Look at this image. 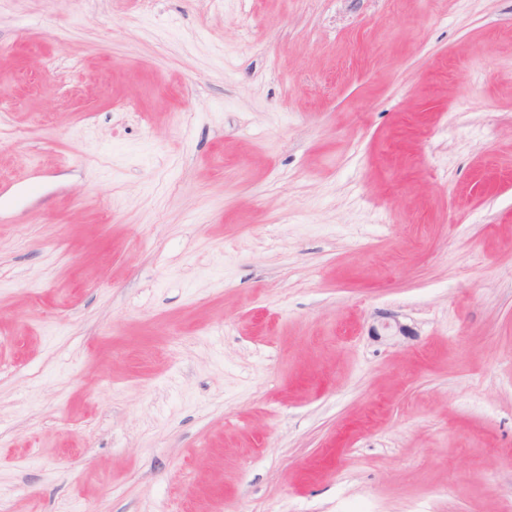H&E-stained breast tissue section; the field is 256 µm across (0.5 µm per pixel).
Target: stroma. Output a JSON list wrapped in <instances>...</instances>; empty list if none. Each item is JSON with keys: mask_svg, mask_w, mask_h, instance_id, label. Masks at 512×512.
Returning a JSON list of instances; mask_svg holds the SVG:
<instances>
[{"mask_svg": "<svg viewBox=\"0 0 512 512\" xmlns=\"http://www.w3.org/2000/svg\"><path fill=\"white\" fill-rule=\"evenodd\" d=\"M0 512H512V0H0ZM381 318L383 319L380 322V329L377 327L372 328L373 336H384L388 340H393L398 336H411V332L403 325L397 318V315L394 314H385L382 315Z\"/></svg>", "mask_w": 512, "mask_h": 512, "instance_id": "obj_1", "label": "stroma"}]
</instances>
